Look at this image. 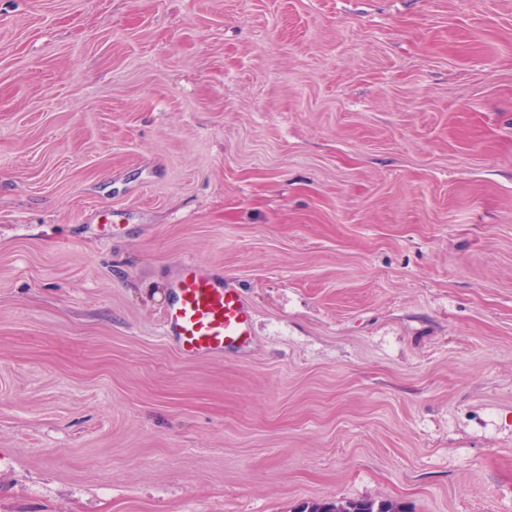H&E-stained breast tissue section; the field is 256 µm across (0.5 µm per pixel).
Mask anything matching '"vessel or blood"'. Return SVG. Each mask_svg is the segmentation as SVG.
Instances as JSON below:
<instances>
[{
    "label": "vessel or blood",
    "instance_id": "obj_1",
    "mask_svg": "<svg viewBox=\"0 0 512 512\" xmlns=\"http://www.w3.org/2000/svg\"><path fill=\"white\" fill-rule=\"evenodd\" d=\"M162 334L187 359L242 349L252 334L253 312L240 290L196 261H182L172 275Z\"/></svg>",
    "mask_w": 512,
    "mask_h": 512
}]
</instances>
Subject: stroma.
I'll return each instance as SVG.
<instances>
[{"label": "stroma", "mask_w": 512, "mask_h": 512, "mask_svg": "<svg viewBox=\"0 0 512 512\" xmlns=\"http://www.w3.org/2000/svg\"><path fill=\"white\" fill-rule=\"evenodd\" d=\"M362 498L512 512V0H0V512ZM162 334L187 359L238 352L252 336L253 312L240 290L196 261L172 275Z\"/></svg>", "instance_id": "obj_1"}]
</instances>
